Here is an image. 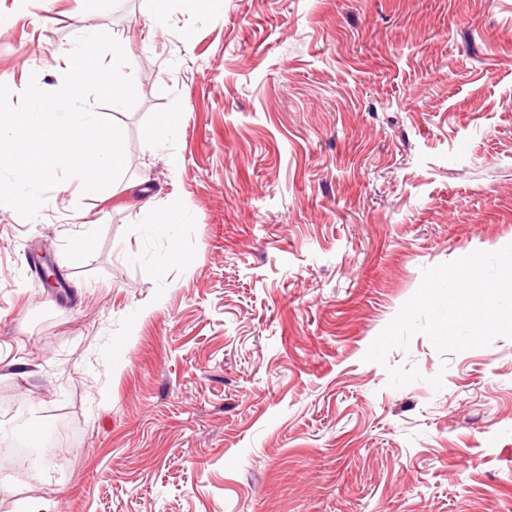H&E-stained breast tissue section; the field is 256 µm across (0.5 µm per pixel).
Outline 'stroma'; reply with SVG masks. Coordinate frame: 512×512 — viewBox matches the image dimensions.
<instances>
[{
	"mask_svg": "<svg viewBox=\"0 0 512 512\" xmlns=\"http://www.w3.org/2000/svg\"><path fill=\"white\" fill-rule=\"evenodd\" d=\"M154 8L0 0L13 92L90 30L138 94L100 109L121 179L0 205V433L74 428L0 512H512V340L363 360L423 268L512 243V0H168L163 34Z\"/></svg>",
	"mask_w": 512,
	"mask_h": 512,
	"instance_id": "stroma-1",
	"label": "stroma"
}]
</instances>
